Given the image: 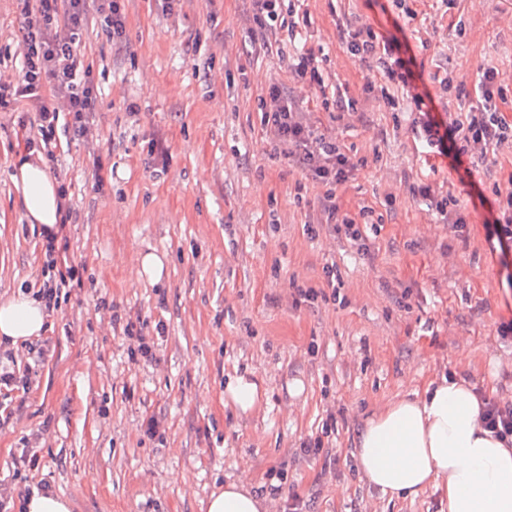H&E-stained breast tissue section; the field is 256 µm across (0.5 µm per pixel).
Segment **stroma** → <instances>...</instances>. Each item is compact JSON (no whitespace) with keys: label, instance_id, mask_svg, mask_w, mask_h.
Listing matches in <instances>:
<instances>
[{"label":"stroma","instance_id":"35a3bbf8","mask_svg":"<svg viewBox=\"0 0 512 512\" xmlns=\"http://www.w3.org/2000/svg\"><path fill=\"white\" fill-rule=\"evenodd\" d=\"M126 41L103 22L80 36L98 90L87 136L57 151L47 170L68 189L66 264L81 288L48 312L47 353L28 390L11 393L0 426V490L11 512L46 490L71 512H205L212 492L244 475L269 492L273 512H448L441 491L389 499L359 476L357 436L372 412L462 377L512 401V285L484 224L493 185L512 188V149L457 185L447 160L418 152L408 113H392L366 88L378 74L352 58L342 24L381 22L368 0H304L302 35L322 51L323 73L361 113L312 119L361 165L336 190L341 209L370 205L384 222L371 255L322 230L307 214L323 189L262 133L259 99L279 84L309 106L316 87L288 63L250 45V0H125ZM405 32L425 75L438 66L466 82L494 65L512 75V0H413ZM19 0H0V83L21 75ZM466 24L457 36L456 19ZM37 114L0 112V297L40 285L45 237L24 216L12 175L30 153ZM164 141L166 161L149 153ZM453 187L467 226L457 233L421 206L413 182ZM164 261L161 283L134 282L146 253ZM336 263L340 301L299 300L322 288ZM155 342L143 358L122 327ZM255 378L260 404L241 413L228 378ZM336 429L322 437L328 418ZM159 432L149 435L148 420ZM321 439L318 454L304 443ZM33 454L38 466L20 467ZM288 480L271 491L269 475Z\"/></svg>","mask_w":512,"mask_h":512}]
</instances>
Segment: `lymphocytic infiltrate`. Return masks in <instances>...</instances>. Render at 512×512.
Instances as JSON below:
<instances>
[{
	"label": "lymphocytic infiltrate",
	"mask_w": 512,
	"mask_h": 512,
	"mask_svg": "<svg viewBox=\"0 0 512 512\" xmlns=\"http://www.w3.org/2000/svg\"><path fill=\"white\" fill-rule=\"evenodd\" d=\"M253 31L264 48H275L287 58L288 73L296 80H310L319 86L323 109H335L338 116L357 113L359 102L343 96L335 85L326 84L321 73L322 60L313 50L297 47L299 36L295 5L286 0H252ZM25 18V53L21 78L0 84V109L23 102L38 114L37 133L47 159H55L60 148L59 130L74 134L88 132L87 115L95 111L97 96L89 79L90 68L78 50L80 32L95 16H103L109 38L123 39L126 15L121 0H21ZM341 37L348 53L371 64L381 77L376 91L394 110L411 112L410 131L427 153L441 156L458 176L461 185L473 182L472 168L485 162L490 154L512 145V121L501 111V104L512 88L506 72L490 66L478 82L476 108L455 112L450 101L433 94L419 69L412 46L402 27L377 29L370 25L343 29ZM67 102L66 112L49 104V97ZM260 124L276 154L294 158L324 189L316 220L304 224L308 235H317L321 227L332 228L357 243L361 252H369L370 236L376 228L375 212L363 208L357 214L341 211L336 188L353 175L356 165L335 140L317 133L293 99L271 85L261 100ZM422 205L443 223L463 231L466 220L452 192L435 190L432 185L414 186ZM487 240L502 256L512 255V192L497 193L486 220ZM47 261L43 284L36 298L45 309H57L68 299L72 276L58 272L54 243H47Z\"/></svg>",
	"instance_id": "obj_1"
}]
</instances>
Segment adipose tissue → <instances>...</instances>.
I'll return each instance as SVG.
<instances>
[{"instance_id":"adipose-tissue-1","label":"adipose tissue","mask_w":512,"mask_h":512,"mask_svg":"<svg viewBox=\"0 0 512 512\" xmlns=\"http://www.w3.org/2000/svg\"><path fill=\"white\" fill-rule=\"evenodd\" d=\"M24 217L55 231L64 200L39 158L23 160L13 176ZM45 330L40 302L18 295L0 302V339L19 343ZM482 403L466 380L441 378L424 393L402 395L379 408L356 440L357 469L382 494L413 498L440 490L448 512H512V446L486 429ZM206 512H270L268 497L249 478L228 480Z\"/></svg>"}]
</instances>
